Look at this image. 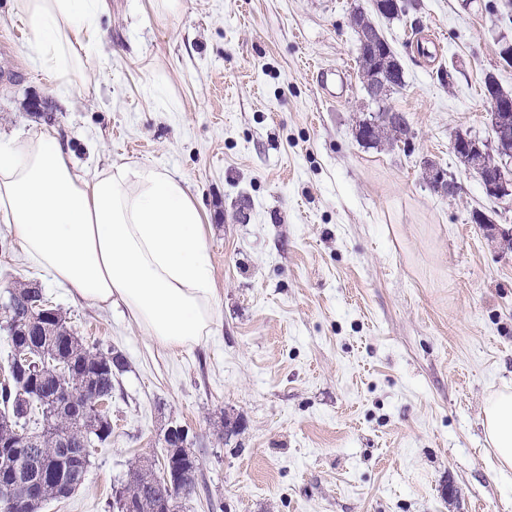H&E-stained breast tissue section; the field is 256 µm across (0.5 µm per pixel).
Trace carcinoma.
<instances>
[{
	"label": "carcinoma",
	"instance_id": "1",
	"mask_svg": "<svg viewBox=\"0 0 512 512\" xmlns=\"http://www.w3.org/2000/svg\"><path fill=\"white\" fill-rule=\"evenodd\" d=\"M353 19L354 27L374 31L378 45L359 51L362 76L380 75L392 93L403 88V68L389 43L364 10L356 9ZM381 117L378 111L364 120L362 135L375 144L407 142L404 114L397 125ZM42 296V289L21 284L5 306L11 359L9 375L0 381V440L19 447H0V483L11 486L12 512H40L47 501L67 497L84 484L89 448L111 436L112 420L85 404L83 387L90 382L110 398L114 377L127 366L122 354L103 352L74 336L60 312L51 321L40 318L36 303ZM172 468L179 477L171 484L157 480L151 463L131 469L130 489L155 481L137 502V512H181L182 501L198 489L200 467L189 453L172 461Z\"/></svg>",
	"mask_w": 512,
	"mask_h": 512
}]
</instances>
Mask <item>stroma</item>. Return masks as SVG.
Wrapping results in <instances>:
<instances>
[{
    "label": "stroma",
    "instance_id": "obj_1",
    "mask_svg": "<svg viewBox=\"0 0 512 512\" xmlns=\"http://www.w3.org/2000/svg\"><path fill=\"white\" fill-rule=\"evenodd\" d=\"M16 0H0V139L56 128L94 176L166 169L200 216L216 319L191 348L158 345L121 307L72 297L0 223V304L39 283L76 336L122 353L84 485L42 512H113L112 489L181 424L201 463L183 512H512L481 428L512 385V227L451 151L489 141L486 75L512 90V0H413L375 23L405 71L388 103L411 147L365 145L377 111L352 13L371 0H106L101 42L68 78L37 71ZM344 66L336 98L313 64ZM431 159L457 182L435 193Z\"/></svg>",
    "mask_w": 512,
    "mask_h": 512
}]
</instances>
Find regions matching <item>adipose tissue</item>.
Listing matches in <instances>:
<instances>
[{
	"mask_svg": "<svg viewBox=\"0 0 512 512\" xmlns=\"http://www.w3.org/2000/svg\"><path fill=\"white\" fill-rule=\"evenodd\" d=\"M104 0H19L34 64L62 77L74 46L100 39ZM0 221L33 263L73 297L123 306L162 346L209 335L215 312L200 213L167 170L114 164L94 177L73 165L57 130L0 142ZM485 440L512 471V386L482 407Z\"/></svg>",
	"mask_w": 512,
	"mask_h": 512,
	"instance_id": "ef3b65f1",
	"label": "adipose tissue"
}]
</instances>
